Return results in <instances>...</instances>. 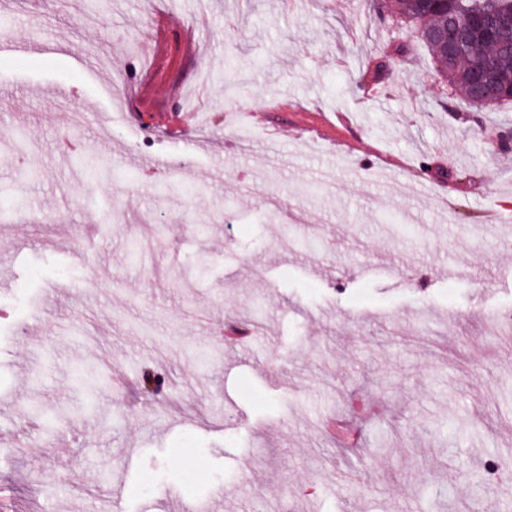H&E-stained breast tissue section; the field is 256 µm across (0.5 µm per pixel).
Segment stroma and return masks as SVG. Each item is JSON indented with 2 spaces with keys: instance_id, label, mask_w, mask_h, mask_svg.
I'll return each instance as SVG.
<instances>
[{
  "instance_id": "obj_1",
  "label": "stroma",
  "mask_w": 512,
  "mask_h": 512,
  "mask_svg": "<svg viewBox=\"0 0 512 512\" xmlns=\"http://www.w3.org/2000/svg\"><path fill=\"white\" fill-rule=\"evenodd\" d=\"M1 42L31 47L0 53L6 512H507L486 466L512 458V336L491 330L512 223L490 221L512 102L451 94L364 0H0ZM379 56L378 98L356 80ZM240 101L272 129L225 124ZM185 110L197 124L162 118ZM299 112L350 114L356 154ZM190 143L191 170L144 179L140 158ZM82 158L111 178L89 185ZM230 319L247 343L225 345Z\"/></svg>"
}]
</instances>
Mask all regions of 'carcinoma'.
Segmentation results:
<instances>
[{
    "instance_id": "cac0c4a2",
    "label": "carcinoma",
    "mask_w": 512,
    "mask_h": 512,
    "mask_svg": "<svg viewBox=\"0 0 512 512\" xmlns=\"http://www.w3.org/2000/svg\"><path fill=\"white\" fill-rule=\"evenodd\" d=\"M390 11L398 21L413 29L434 58L448 87L475 104L478 90L471 77L490 71L486 90L492 92L512 84V0H439L433 7H420L412 0H391ZM492 23L493 37H467L454 57H448L435 33L446 29L453 37L469 28L473 18ZM386 79L384 62L375 60L357 80L363 88Z\"/></svg>"
}]
</instances>
